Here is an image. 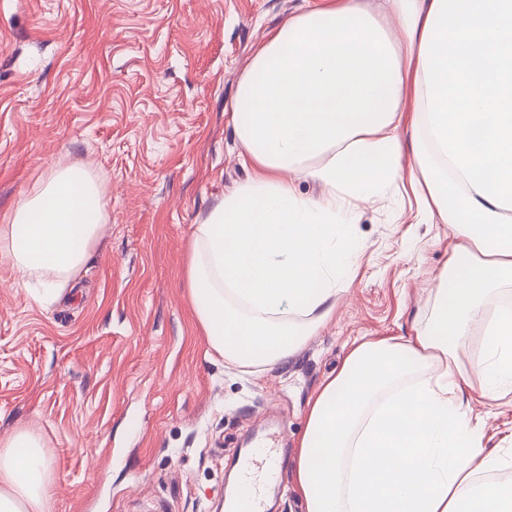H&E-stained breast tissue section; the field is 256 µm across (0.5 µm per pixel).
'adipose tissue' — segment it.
<instances>
[{"label": "adipose tissue", "mask_w": 512, "mask_h": 512, "mask_svg": "<svg viewBox=\"0 0 512 512\" xmlns=\"http://www.w3.org/2000/svg\"><path fill=\"white\" fill-rule=\"evenodd\" d=\"M230 121L252 175L196 225L185 284L209 348L244 372L283 365L334 313L352 200L406 173L452 230L426 323L361 343L309 400L306 512H512V455L464 411L469 391L512 394V299L487 305L512 286V0H319L267 33ZM107 221L102 184L53 165L0 221V256L50 304ZM48 482L39 436L0 441V512H50Z\"/></svg>", "instance_id": "ef3b65f1"}]
</instances>
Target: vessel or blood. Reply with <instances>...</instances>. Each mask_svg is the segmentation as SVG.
Returning <instances> with one entry per match:
<instances>
[{
	"mask_svg": "<svg viewBox=\"0 0 512 512\" xmlns=\"http://www.w3.org/2000/svg\"><path fill=\"white\" fill-rule=\"evenodd\" d=\"M258 446L257 452L240 463L243 478L236 512H262L261 488L279 478L283 458L277 435L267 434Z\"/></svg>",
	"mask_w": 512,
	"mask_h": 512,
	"instance_id": "1",
	"label": "vessel or blood"
}]
</instances>
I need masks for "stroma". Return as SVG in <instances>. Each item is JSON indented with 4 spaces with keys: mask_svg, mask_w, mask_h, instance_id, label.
<instances>
[{
    "mask_svg": "<svg viewBox=\"0 0 512 512\" xmlns=\"http://www.w3.org/2000/svg\"><path fill=\"white\" fill-rule=\"evenodd\" d=\"M305 0H0V219L45 168L104 185L109 221L53 305L0 258V439H42L51 512H224L251 434L287 463L265 512H306L293 471L307 401L364 341L414 335L452 231L408 179L356 200L352 284L285 366L247 375L209 354L184 288L195 224L252 174L228 111L266 32ZM512 448V406L466 409Z\"/></svg>",
    "mask_w": 512,
    "mask_h": 512,
    "instance_id": "stroma-1",
    "label": "stroma"
}]
</instances>
